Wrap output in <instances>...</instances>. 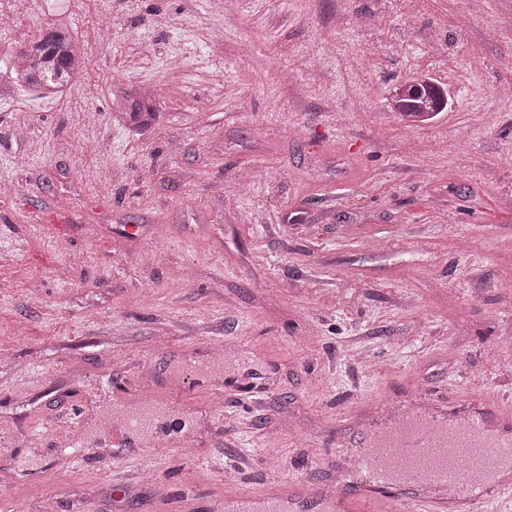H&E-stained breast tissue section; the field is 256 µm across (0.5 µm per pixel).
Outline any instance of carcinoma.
<instances>
[{
    "label": "carcinoma",
    "instance_id": "1",
    "mask_svg": "<svg viewBox=\"0 0 512 512\" xmlns=\"http://www.w3.org/2000/svg\"><path fill=\"white\" fill-rule=\"evenodd\" d=\"M86 67L85 52L63 26L44 34L22 48L10 72L11 81L50 96L70 86ZM389 97L392 111L413 123L430 121L448 106V98L427 80L401 83ZM133 127L146 129L158 118L150 94L131 99L124 112Z\"/></svg>",
    "mask_w": 512,
    "mask_h": 512
}]
</instances>
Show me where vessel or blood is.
Returning a JSON list of instances; mask_svg holds the SVG:
<instances>
[{"mask_svg":"<svg viewBox=\"0 0 512 512\" xmlns=\"http://www.w3.org/2000/svg\"><path fill=\"white\" fill-rule=\"evenodd\" d=\"M466 429L453 424L401 422L384 441L356 459L363 474L359 484L349 485L348 474L336 477L335 485H321L313 498L330 512H351L354 501L388 497L404 512H487L498 496L512 495V483L499 481L490 463L512 465V435L486 434L487 420L512 424V410L465 413ZM226 512H283L280 500L252 506L242 499H225Z\"/></svg>","mask_w":512,"mask_h":512,"instance_id":"vessel-or-blood-1","label":"vessel or blood"}]
</instances>
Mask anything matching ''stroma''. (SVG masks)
Here are the masks:
<instances>
[{
  "instance_id": "stroma-1",
  "label": "stroma",
  "mask_w": 512,
  "mask_h": 512,
  "mask_svg": "<svg viewBox=\"0 0 512 512\" xmlns=\"http://www.w3.org/2000/svg\"><path fill=\"white\" fill-rule=\"evenodd\" d=\"M0 19V512H322L290 483L335 481L380 403L512 393V0H0ZM61 25L84 82L9 85ZM422 78L449 107L410 126L388 97ZM141 90L159 118L132 131L114 116ZM141 394L150 431L113 447L104 412ZM242 499H224V511L241 512H282L284 511L279 499H269L259 502V507L255 508L250 503Z\"/></svg>"
}]
</instances>
